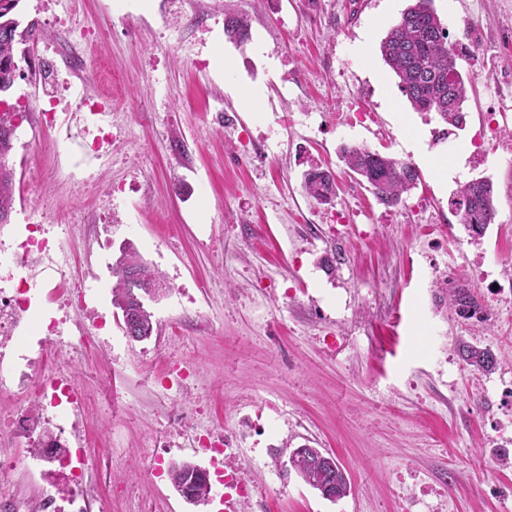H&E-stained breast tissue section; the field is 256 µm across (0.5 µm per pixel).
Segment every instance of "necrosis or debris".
Instances as JSON below:
<instances>
[{
  "label": "necrosis or debris",
  "mask_w": 512,
  "mask_h": 512,
  "mask_svg": "<svg viewBox=\"0 0 512 512\" xmlns=\"http://www.w3.org/2000/svg\"><path fill=\"white\" fill-rule=\"evenodd\" d=\"M31 265L41 277L20 278L12 289L0 287V395L24 403L38 397L37 414L18 420L0 413V435L8 434L24 448L20 462L42 480L35 500L17 499L14 512H89L92 488L86 477L91 463L80 430L85 395L65 371L48 364L49 344L82 347L98 323L71 319L67 311L81 292L67 288V262L55 238L27 237L12 245L0 242V268ZM56 305L60 319L40 325L33 300Z\"/></svg>",
  "instance_id": "obj_1"
}]
</instances>
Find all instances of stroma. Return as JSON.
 Wrapping results in <instances>:
<instances>
[{"label": "stroma", "instance_id": "1", "mask_svg": "<svg viewBox=\"0 0 512 512\" xmlns=\"http://www.w3.org/2000/svg\"><path fill=\"white\" fill-rule=\"evenodd\" d=\"M207 29L183 40L176 9L189 0H21L20 20L43 29L86 28L89 60L107 72L58 62L28 41L26 76L4 100L29 108L16 131L15 209L0 239L47 222L67 241L73 286L102 316L103 344L80 352L50 346L84 392L88 475L108 512H224L214 485L195 506L173 488L172 464L209 467L203 430L224 437L225 467L252 490L238 512H512V467L495 461L500 401L512 387V325L466 324L438 296L463 276L478 296L512 257V156L487 148L460 157L480 126L512 130V0H434L450 35L471 23L482 45L469 66L463 128L415 111L383 62L379 43L409 0H203ZM241 16L250 37L229 41L224 20ZM69 84L57 122L42 128L41 83ZM259 87L261 99L232 95ZM108 100L124 135L106 167H57L77 156L90 113L81 94ZM372 122L353 123L358 107ZM419 137L433 155L418 162ZM256 142L241 162L243 141ZM365 145L415 163L420 179L394 207L347 173L341 145ZM336 176L321 204L302 188L310 163ZM491 180L496 217L470 238L451 206L457 188ZM427 204L436 218L425 223ZM440 238L419 254L426 234ZM134 246L166 281L150 302L157 328L134 341L112 305V265ZM342 255L335 272L323 260ZM502 355L490 374L461 360L458 338ZM189 371L185 386L167 380ZM308 445L335 456L352 492L330 501L291 467Z\"/></svg>", "mask_w": 512, "mask_h": 512}]
</instances>
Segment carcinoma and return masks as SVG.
<instances>
[{"mask_svg":"<svg viewBox=\"0 0 512 512\" xmlns=\"http://www.w3.org/2000/svg\"><path fill=\"white\" fill-rule=\"evenodd\" d=\"M20 0H0V89H11L17 80L12 63L17 54L16 31L19 23L15 11ZM228 39L240 42L248 36L245 18H230L224 23ZM385 64L398 78V85L414 110L435 112L449 126L460 129L465 120V78L458 56L449 47V32L433 7V0H411L400 18L379 44ZM12 117L0 111V224L10 221L15 204L14 169L9 164L13 150ZM340 158L348 172L368 184L376 200L394 207L402 195L419 180L417 169L409 162L384 156L367 146H344ZM303 189L314 200L325 203L336 193L331 173L313 164L303 174ZM460 223L473 236L484 234L496 217L493 184L480 178L471 180L454 194ZM116 282L112 287V304L129 322L126 334L136 341L151 338L155 332L153 314L145 300L163 291L164 280L142 260L132 247L121 252L112 265ZM448 307L465 321L484 327L489 311L475 289L461 279L448 281ZM459 352L467 366L480 373H490L499 364L497 354L489 347L463 341ZM301 479L321 495L333 499L347 496L351 483L346 470L328 461L315 448L290 455ZM201 468L193 463L172 466L171 480L186 500L204 502L211 486L200 476Z\"/></svg>","mask_w":512,"mask_h":512,"instance_id":"obj_1","label":"carcinoma"}]
</instances>
